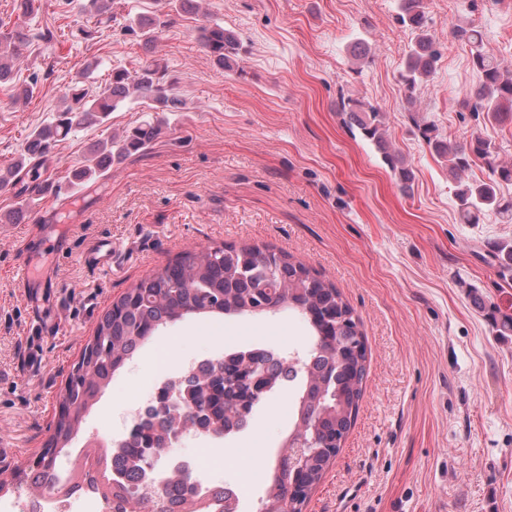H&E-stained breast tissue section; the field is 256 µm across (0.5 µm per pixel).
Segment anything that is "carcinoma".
Returning <instances> with one entry per match:
<instances>
[{
  "label": "carcinoma",
  "mask_w": 512,
  "mask_h": 512,
  "mask_svg": "<svg viewBox=\"0 0 512 512\" xmlns=\"http://www.w3.org/2000/svg\"><path fill=\"white\" fill-rule=\"evenodd\" d=\"M115 0H87L83 10L95 25L112 22ZM398 19L413 35L411 49L400 72L409 95L435 71L439 51L429 33L423 0H398ZM148 43L168 26L154 11L134 18ZM453 35L469 46L477 81L462 98L463 108L483 115L486 123L512 121V71L501 67L482 30L476 26L453 27ZM198 38L213 63L232 70L243 51L238 34L218 23L204 24ZM28 37L11 31L0 33V85H17L13 102L24 105L36 91L34 83L16 84L17 61ZM93 70L85 68L80 80L68 86L62 105L47 123L29 133L23 151L11 163L0 166V191L16 190V196L37 191L39 170L57 142L71 133L104 123L110 113L127 101H141L155 112H178L182 102L172 92L167 67L153 59L130 72L112 69L110 78L94 92L85 88ZM348 127L374 145L382 161L394 173L400 189H412L414 173L391 146L380 108L358 99L342 100ZM430 151L448 162L455 188L458 214L466 224H477L493 214L512 221V198L501 196L502 184H512V164L498 158L495 144L475 132L464 143L441 137L428 122L416 123ZM162 121H146L120 137L90 146L89 156L68 173L69 182L82 184L112 172L131 155L146 149L159 135ZM482 161L487 175L469 180L463 173L472 162ZM490 258L504 280H512V241L494 244ZM299 312L313 332L314 343L297 359L300 370L273 352L251 347L207 359L199 372L181 377L180 391L194 422H206L232 434L249 420L252 380L264 374L278 389L297 381L290 397L292 420L284 447L274 468L271 484L259 512H302L312 492L324 478L355 424L367 374L368 347L361 323L342 292L331 282L288 252L265 246L223 245L184 251L164 266L143 276L112 302L89 337L79 360L73 364L59 396L53 433L44 447L54 450L49 463L29 458L13 466L16 488L27 484L49 496L71 495L89 482L104 497L118 502L117 512H139L143 503L153 512H168L165 485L149 489L144 477V449L159 448L172 419L154 413L136 424L118 448H99L79 464L78 479L62 480L57 460L78 433L88 409L115 377L164 325L196 315L209 318L264 315L280 309ZM493 325L500 336H512V313L493 306ZM167 478L180 481L184 494L180 512H238L229 490L202 494L190 488L182 475L169 471Z\"/></svg>",
  "instance_id": "carcinoma-1"
}]
</instances>
